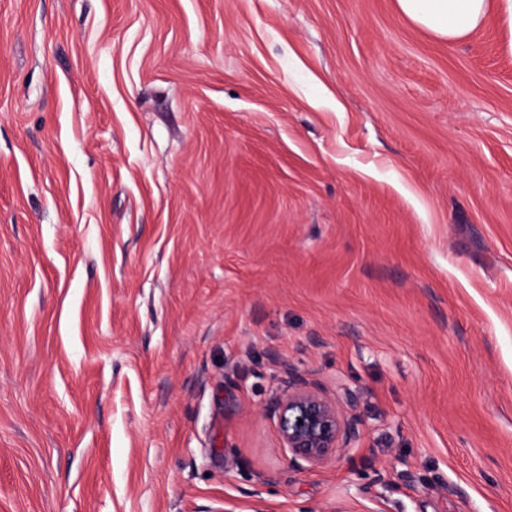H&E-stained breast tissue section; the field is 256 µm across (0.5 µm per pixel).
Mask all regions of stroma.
I'll list each match as a JSON object with an SVG mask.
<instances>
[{"label": "stroma", "mask_w": 512, "mask_h": 512, "mask_svg": "<svg viewBox=\"0 0 512 512\" xmlns=\"http://www.w3.org/2000/svg\"><path fill=\"white\" fill-rule=\"evenodd\" d=\"M507 40L0 0V512H512ZM286 362L358 447L290 466Z\"/></svg>", "instance_id": "1"}]
</instances>
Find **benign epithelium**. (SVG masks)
Masks as SVG:
<instances>
[{"label":"benign epithelium","mask_w":512,"mask_h":512,"mask_svg":"<svg viewBox=\"0 0 512 512\" xmlns=\"http://www.w3.org/2000/svg\"><path fill=\"white\" fill-rule=\"evenodd\" d=\"M286 378L273 398L270 412L276 417L282 447L292 466L329 462L341 449L354 448L364 434L357 413V399L346 388L330 397L319 385L294 368H285ZM336 512H383L378 497L343 503Z\"/></svg>","instance_id":"1"}]
</instances>
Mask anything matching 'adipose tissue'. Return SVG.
I'll return each instance as SVG.
<instances>
[{
    "mask_svg": "<svg viewBox=\"0 0 512 512\" xmlns=\"http://www.w3.org/2000/svg\"><path fill=\"white\" fill-rule=\"evenodd\" d=\"M397 12L434 38L461 41L496 16L512 36V0H394Z\"/></svg>",
    "mask_w": 512,
    "mask_h": 512,
    "instance_id": "adipose-tissue-1",
    "label": "adipose tissue"
}]
</instances>
